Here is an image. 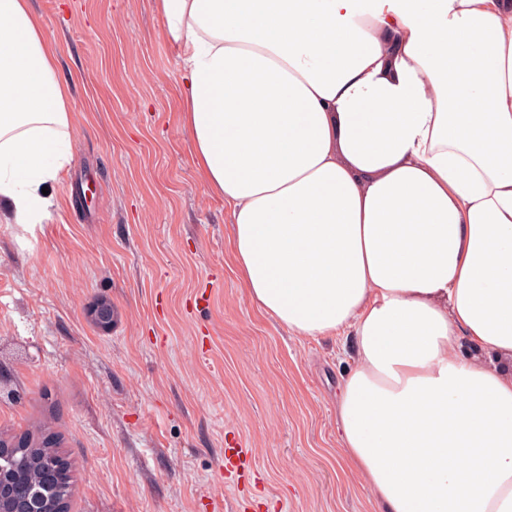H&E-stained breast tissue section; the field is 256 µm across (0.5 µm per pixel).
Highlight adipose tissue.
<instances>
[{"instance_id":"1","label":"adipose tissue","mask_w":512,"mask_h":512,"mask_svg":"<svg viewBox=\"0 0 512 512\" xmlns=\"http://www.w3.org/2000/svg\"><path fill=\"white\" fill-rule=\"evenodd\" d=\"M155 10L250 298L294 336H353L336 420L377 512H512V0ZM56 57L29 0H0L15 224L42 223L72 154Z\"/></svg>"}]
</instances>
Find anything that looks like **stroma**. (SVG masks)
Instances as JSON below:
<instances>
[{
	"instance_id": "obj_1",
	"label": "stroma",
	"mask_w": 512,
	"mask_h": 512,
	"mask_svg": "<svg viewBox=\"0 0 512 512\" xmlns=\"http://www.w3.org/2000/svg\"><path fill=\"white\" fill-rule=\"evenodd\" d=\"M70 92L73 155L39 224L0 217V433L58 438L70 512H370L339 463L333 338L251 301L231 218L182 129L153 0H32ZM109 302L115 319L92 318ZM256 483L224 479V438Z\"/></svg>"
}]
</instances>
